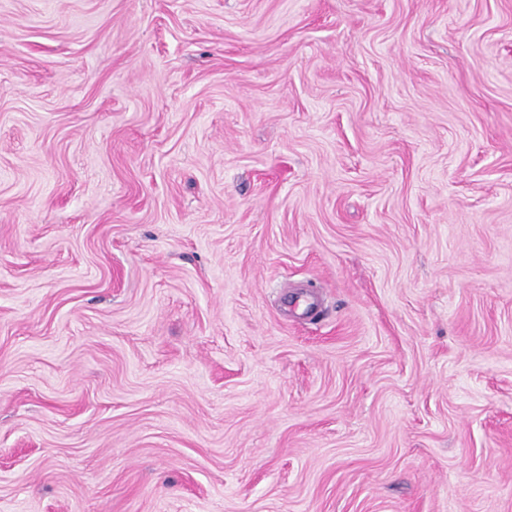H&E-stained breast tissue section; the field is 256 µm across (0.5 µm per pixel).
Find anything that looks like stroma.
Returning a JSON list of instances; mask_svg holds the SVG:
<instances>
[{"label": "stroma", "instance_id": "obj_1", "mask_svg": "<svg viewBox=\"0 0 512 512\" xmlns=\"http://www.w3.org/2000/svg\"><path fill=\"white\" fill-rule=\"evenodd\" d=\"M0 512H512V0H0Z\"/></svg>", "mask_w": 512, "mask_h": 512}]
</instances>
